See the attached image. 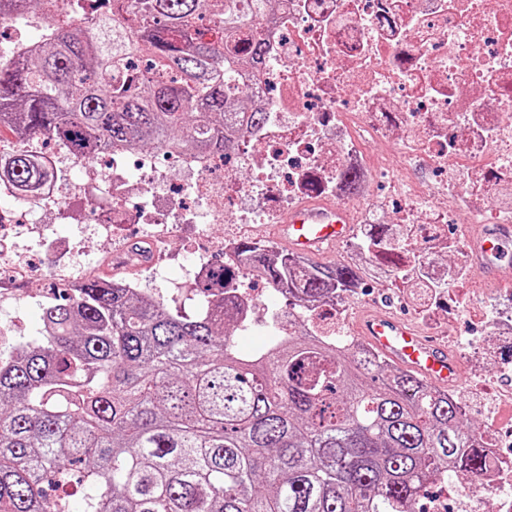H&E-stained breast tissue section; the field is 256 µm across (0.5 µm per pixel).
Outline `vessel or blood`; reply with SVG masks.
<instances>
[{"label":"vessel or blood","instance_id":"vessel-or-blood-1","mask_svg":"<svg viewBox=\"0 0 512 512\" xmlns=\"http://www.w3.org/2000/svg\"><path fill=\"white\" fill-rule=\"evenodd\" d=\"M347 207L329 200H311L291 209L280 232L289 250L317 256L351 236ZM512 240V226L500 224L477 240L481 272L503 286L512 287V266L497 262L500 248ZM356 335L401 368L418 373L430 383H456L460 369L447 346L427 340L404 322L380 311L363 313L355 323Z\"/></svg>","mask_w":512,"mask_h":512}]
</instances>
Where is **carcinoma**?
<instances>
[{"mask_svg": "<svg viewBox=\"0 0 512 512\" xmlns=\"http://www.w3.org/2000/svg\"><path fill=\"white\" fill-rule=\"evenodd\" d=\"M268 0H0L49 24L0 62V126L89 159L143 146L228 158L263 54ZM86 17L97 33L74 24ZM47 158L15 150L0 182L49 189ZM288 295V335L244 356L226 319L238 265ZM350 265L297 266L245 240L211 265L196 317L106 278L42 305L49 334L0 352V512H421L433 484L480 477L488 453L458 402L367 350L299 328L353 288Z\"/></svg>", "mask_w": 512, "mask_h": 512, "instance_id": "1", "label": "carcinoma"}]
</instances>
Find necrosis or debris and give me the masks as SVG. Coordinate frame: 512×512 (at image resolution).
Segmentation results:
<instances>
[{"mask_svg":"<svg viewBox=\"0 0 512 512\" xmlns=\"http://www.w3.org/2000/svg\"><path fill=\"white\" fill-rule=\"evenodd\" d=\"M265 61L251 103L263 121L244 129L231 163L207 155L125 158L62 190L53 183L36 204L0 210V280L26 278L15 228L32 207L52 210L63 196L113 224H150L162 239L186 224L232 214L237 224H275L312 195L363 212L367 224H401L398 249L367 246L380 265L405 270L407 287L436 284L434 314L448 321V343L473 370L470 387L491 399L482 438L490 466L481 485L440 487L428 512H480L484 495L512 512V304L477 307L452 290L476 230L512 223V0H276L265 27ZM392 146L413 178L395 184L374 154ZM252 177L238 178L237 165ZM351 169L352 187L339 180ZM199 203L166 193L170 171ZM385 182L386 195L372 186Z\"/></svg>","mask_w":512,"mask_h":512,"instance_id":"necrosis-or-debris-1","label":"necrosis or debris"}]
</instances>
